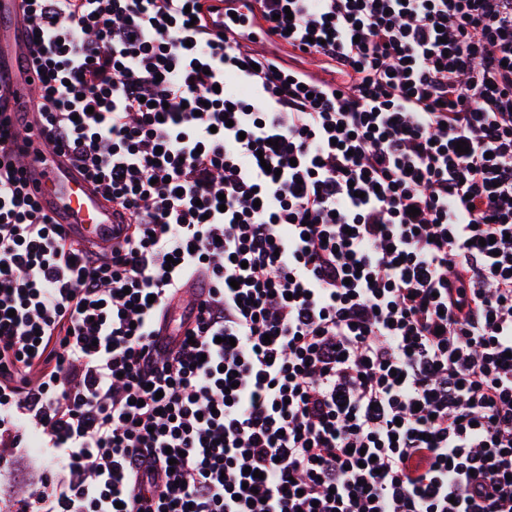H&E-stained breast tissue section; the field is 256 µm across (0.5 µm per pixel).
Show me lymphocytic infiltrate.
Returning a JSON list of instances; mask_svg holds the SVG:
<instances>
[{"label":"lymphocytic infiltrate","mask_w":512,"mask_h":512,"mask_svg":"<svg viewBox=\"0 0 512 512\" xmlns=\"http://www.w3.org/2000/svg\"><path fill=\"white\" fill-rule=\"evenodd\" d=\"M255 2L334 79L202 0H27L126 233L57 230L0 102V471L58 466L15 512H512V0ZM204 1L206 6L211 7V11L207 12V25L214 34L224 32V28L229 25L239 31V39L242 42L260 44L271 40L268 26L253 18L254 13L251 6L253 0H236L237 20H234L231 14L225 13L223 0Z\"/></svg>","instance_id":"obj_1"}]
</instances>
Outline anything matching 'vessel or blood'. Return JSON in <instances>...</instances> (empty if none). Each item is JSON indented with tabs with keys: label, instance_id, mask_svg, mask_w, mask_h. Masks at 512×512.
Segmentation results:
<instances>
[{
	"label": "vessel or blood",
	"instance_id": "b4317fda",
	"mask_svg": "<svg viewBox=\"0 0 512 512\" xmlns=\"http://www.w3.org/2000/svg\"><path fill=\"white\" fill-rule=\"evenodd\" d=\"M207 24L219 33L234 26L241 41L260 44L270 40L266 24L253 17L252 0H237L235 14L224 11V0H205ZM0 68L11 73L7 94L16 102L13 118L16 135L9 151L21 161L20 175L29 193L53 222L91 246L111 250L117 241L118 217L96 187L66 157L47 142L35 101L31 98L36 77L32 32L21 0H0Z\"/></svg>",
	"mask_w": 512,
	"mask_h": 512
}]
</instances>
